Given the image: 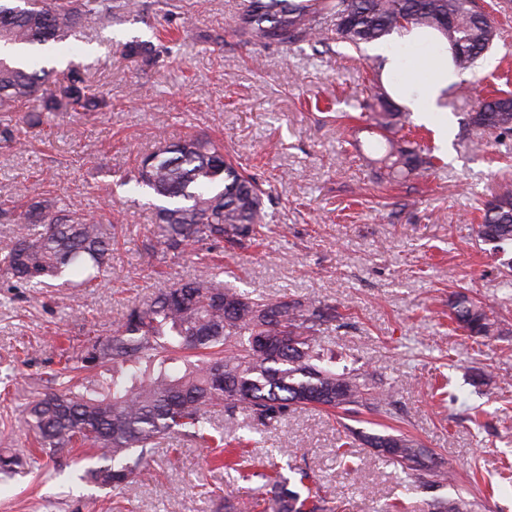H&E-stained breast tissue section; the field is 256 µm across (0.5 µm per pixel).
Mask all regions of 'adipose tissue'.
<instances>
[{"label":"adipose tissue","instance_id":"obj_1","mask_svg":"<svg viewBox=\"0 0 512 512\" xmlns=\"http://www.w3.org/2000/svg\"><path fill=\"white\" fill-rule=\"evenodd\" d=\"M450 82L448 77V54L433 51L424 61H416L402 81L403 90L397 95L401 103L430 125H438L436 101Z\"/></svg>","mask_w":512,"mask_h":512}]
</instances>
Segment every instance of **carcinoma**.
<instances>
[{
	"mask_svg": "<svg viewBox=\"0 0 512 512\" xmlns=\"http://www.w3.org/2000/svg\"><path fill=\"white\" fill-rule=\"evenodd\" d=\"M141 10L139 0H13L0 3V109L22 110L21 123L36 127L42 113L67 107L90 116L108 106L92 92L86 70L69 65L53 84L51 70L31 55L85 29L121 24ZM450 15L445 31L440 18ZM407 19L406 25L398 23ZM416 29L448 51V72L476 74L494 46L498 28L477 0H245L234 32L246 43L288 47L336 38L358 56L365 46L394 31ZM157 42L133 39L126 55L150 65ZM384 60L374 61L371 93L378 110L369 120L380 136L381 178L394 181L423 175L435 166L431 150L402 134L411 113L399 108L382 80ZM512 137V95L477 100L462 124L460 141L473 148L485 133ZM126 181L143 188L154 205L160 237L180 254L221 244L242 245L264 223L263 197L269 191L240 170L206 137L162 142L136 160ZM15 222L14 235L0 247V276L34 293L44 288H97L112 257L111 224L68 215L51 197L37 196L16 220L0 203V220ZM479 239L497 250L512 246V184L486 202ZM450 318L467 336L497 335L499 322L466 294L448 304ZM336 321V308L286 294L255 296L229 288L213 274L160 292L151 302L129 307L112 335L75 356L61 349V381L26 410L36 451L48 458L76 447L92 451L95 464L81 479L122 488L148 465L158 440L180 434L210 448L224 444L214 415L245 413L259 425L290 409L321 407L355 414L378 410L387 394L367 387L354 370L336 372L325 362L323 334ZM366 442L413 476L443 478L425 449L399 435H373ZM269 498L227 502L228 512H332L328 498L306 497L287 478L274 480Z\"/></svg>",
	"mask_w": 512,
	"mask_h": 512,
	"instance_id": "carcinoma-1",
	"label": "carcinoma"
}]
</instances>
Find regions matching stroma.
I'll return each instance as SVG.
<instances>
[{"label": "stroma", "mask_w": 512, "mask_h": 512, "mask_svg": "<svg viewBox=\"0 0 512 512\" xmlns=\"http://www.w3.org/2000/svg\"><path fill=\"white\" fill-rule=\"evenodd\" d=\"M141 2L140 18L113 26L110 49L91 54L90 31L53 52L88 65L108 108L88 120L45 115L26 148L0 149V195L25 206L39 189L120 227L101 288L36 294L0 277V437L22 458L16 474H0V512H225L241 491L271 490L272 459L284 477L306 471L309 488L331 493L334 512H433L448 497L472 502L473 512H512V289L504 284L512 248L492 250L472 231L482 204L512 183V139L492 132L485 151L472 152L420 126L435 168L379 182L371 74L355 52L333 40L244 43L232 31L243 0ZM495 21L500 36L459 88L452 122L480 92H512V9ZM162 29L173 40L158 62L126 56L125 42ZM190 135L223 144L271 190L256 240L222 251L224 283L336 307L323 336L328 357L337 371L364 372L390 399L380 413L299 410L258 433L242 412L218 416L225 442H248L247 481L215 463L214 449L174 434L135 482L100 489L80 481L69 459L23 458L31 442L23 409L45 390L60 345L81 352L111 336L129 306L208 274L197 256L166 250L147 196L120 181L160 139ZM457 292L490 306L498 336L476 344L453 332L448 299ZM350 428L361 438L346 448ZM399 433L426 449L445 481L420 486L364 442Z\"/></svg>", "instance_id": "stroma-1"}]
</instances>
